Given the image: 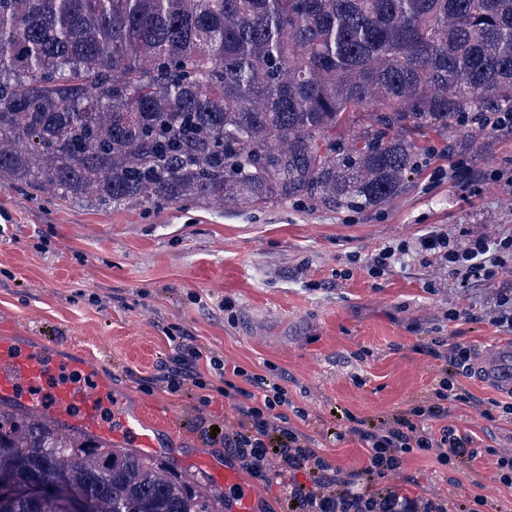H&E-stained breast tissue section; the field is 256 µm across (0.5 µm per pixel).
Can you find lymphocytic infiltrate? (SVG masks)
Instances as JSON below:
<instances>
[{
  "instance_id": "1",
  "label": "lymphocytic infiltrate",
  "mask_w": 512,
  "mask_h": 512,
  "mask_svg": "<svg viewBox=\"0 0 512 512\" xmlns=\"http://www.w3.org/2000/svg\"><path fill=\"white\" fill-rule=\"evenodd\" d=\"M419 249L447 265L451 274L491 281L512 254V236L462 249L432 235L420 240ZM473 358L469 346L449 345L429 396L392 417L370 421L344 414L345 434L357 438L365 450L362 467L348 472L313 448L311 437L290 423L283 411L287 392L267 376L239 366L226 368L214 352L179 343L174 355L158 365L157 379L169 387L200 389L204 383L198 361L221 373L232 371L224 396L233 400L237 420L225 424L215 438L243 470L282 488L287 512H448L447 501L439 495L406 492L409 478L403 465L407 456L431 455L439 465L454 468L477 456L473 437L447 423L460 405L479 410L484 419L492 417L460 383L471 374ZM432 420L440 421L439 430L429 428Z\"/></svg>"
}]
</instances>
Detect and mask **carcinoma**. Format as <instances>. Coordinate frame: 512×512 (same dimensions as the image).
<instances>
[{
	"mask_svg": "<svg viewBox=\"0 0 512 512\" xmlns=\"http://www.w3.org/2000/svg\"><path fill=\"white\" fill-rule=\"evenodd\" d=\"M499 109L512 0H0V182L71 202L235 209L312 187L378 206L418 169L414 135ZM356 112L373 125L345 149ZM2 472L95 488V512H221L153 458L0 403Z\"/></svg>",
	"mask_w": 512,
	"mask_h": 512,
	"instance_id": "carcinoma-1",
	"label": "carcinoma"
}]
</instances>
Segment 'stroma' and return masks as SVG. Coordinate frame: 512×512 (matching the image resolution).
Instances as JSON below:
<instances>
[{
	"label": "stroma",
	"mask_w": 512,
	"mask_h": 512,
	"mask_svg": "<svg viewBox=\"0 0 512 512\" xmlns=\"http://www.w3.org/2000/svg\"><path fill=\"white\" fill-rule=\"evenodd\" d=\"M432 154L403 192L377 207L315 204L312 190L232 210L187 204L99 208L0 185V336L82 352L112 389L110 410L159 413V462L189 475L192 490L224 505V490L193 459L237 462L206 427L236 418L222 377L205 390H170L154 380L173 340L223 356L227 366L268 376L308 413L301 430L346 471L364 450L337 439L330 412L384 417L425 398L443 362L431 340L480 350L512 340L484 315L496 284L464 282L413 252L442 233L459 247L512 235V133L466 120L456 136L418 138ZM410 250L383 276L367 262L385 245ZM460 317L449 320V310ZM449 424L472 435L482 456L460 471L409 458V492L437 493L450 512L484 495L490 512H512V490L496 478V448H512V415L490 422L461 407Z\"/></svg>",
	"instance_id": "stroma-1"
}]
</instances>
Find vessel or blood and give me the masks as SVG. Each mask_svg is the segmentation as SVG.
Returning <instances> with one entry per match:
<instances>
[{
  "label": "vessel or blood",
  "mask_w": 512,
  "mask_h": 512,
  "mask_svg": "<svg viewBox=\"0 0 512 512\" xmlns=\"http://www.w3.org/2000/svg\"><path fill=\"white\" fill-rule=\"evenodd\" d=\"M60 368L84 377L92 371L89 364L76 359L66 366H59L42 347L20 345L11 337L0 336L1 401L12 402L67 426L94 433L114 447L136 448L148 455L156 453V429L161 423L160 418L137 412L121 416L119 424L107 422L104 411L110 405L108 385L99 383L91 394L69 381L49 385V377ZM476 371L501 389L512 392V345L494 346L482 352ZM195 466L210 473L213 481L237 488L236 512H255L254 498L248 489L241 487L234 469L214 468L210 459L203 455L196 459Z\"/></svg>",
  "instance_id": "b4317fda"
}]
</instances>
